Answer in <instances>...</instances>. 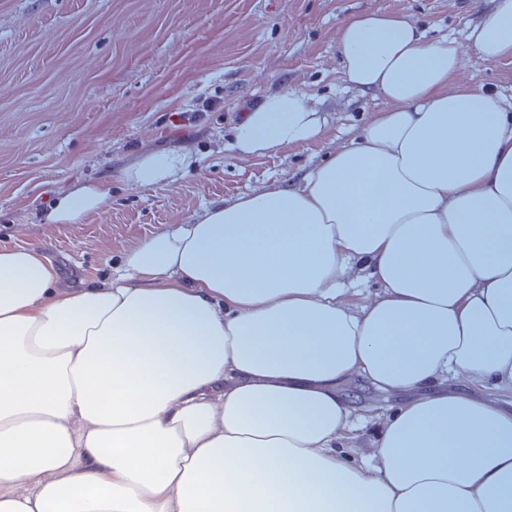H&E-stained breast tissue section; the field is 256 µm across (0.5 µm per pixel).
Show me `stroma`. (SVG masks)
I'll list each match as a JSON object with an SVG mask.
<instances>
[{"label": "stroma", "mask_w": 512, "mask_h": 512, "mask_svg": "<svg viewBox=\"0 0 512 512\" xmlns=\"http://www.w3.org/2000/svg\"><path fill=\"white\" fill-rule=\"evenodd\" d=\"M481 0H0V248L36 245L66 278L105 277L122 250L212 201L227 202L318 165L387 100L344 80L336 30L385 11L427 37L453 38L469 83L512 100V58L481 60L468 33ZM290 87L322 102L316 140L261 156L231 148L245 110ZM183 149L165 185L121 169L146 151ZM112 182L111 209L80 224L41 213L77 183ZM356 433L374 438L400 399L355 381Z\"/></svg>", "instance_id": "obj_1"}]
</instances>
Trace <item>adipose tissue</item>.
<instances>
[{"mask_svg":"<svg viewBox=\"0 0 512 512\" xmlns=\"http://www.w3.org/2000/svg\"><path fill=\"white\" fill-rule=\"evenodd\" d=\"M470 37L512 57V0ZM337 44L350 86L390 106L317 168L168 226L103 280L0 249V512H512V410L469 391L512 386V103L401 15H348ZM324 126L286 88L234 145ZM185 165L168 149L122 174ZM111 206L110 181L81 183L44 220ZM357 379L402 401L356 463Z\"/></svg>","mask_w":512,"mask_h":512,"instance_id":"adipose-tissue-1","label":"adipose tissue"}]
</instances>
